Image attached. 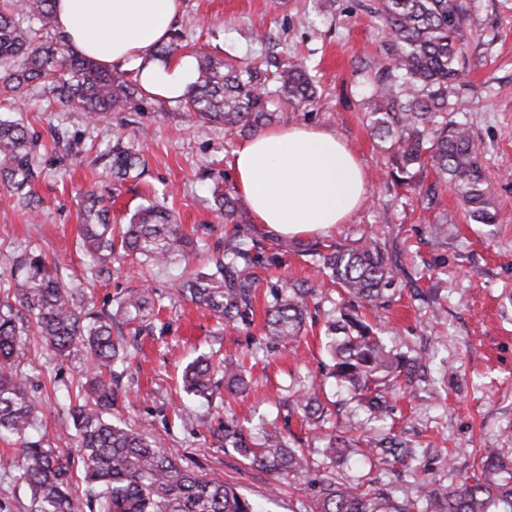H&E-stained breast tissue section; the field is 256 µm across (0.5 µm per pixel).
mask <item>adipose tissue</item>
Returning a JSON list of instances; mask_svg holds the SVG:
<instances>
[{
  "label": "adipose tissue",
  "mask_w": 512,
  "mask_h": 512,
  "mask_svg": "<svg viewBox=\"0 0 512 512\" xmlns=\"http://www.w3.org/2000/svg\"><path fill=\"white\" fill-rule=\"evenodd\" d=\"M183 0H55L64 43L101 68L137 74L143 92L171 104L198 77L183 52L155 56L182 14ZM236 190L254 223L279 236L321 237L346 223L367 194L366 169L336 133L304 125L272 128L241 140L232 152Z\"/></svg>",
  "instance_id": "ef3b65f1"
}]
</instances>
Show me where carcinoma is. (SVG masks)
Instances as JSON below:
<instances>
[{
    "label": "carcinoma",
    "instance_id": "obj_1",
    "mask_svg": "<svg viewBox=\"0 0 512 512\" xmlns=\"http://www.w3.org/2000/svg\"><path fill=\"white\" fill-rule=\"evenodd\" d=\"M53 0H0V99L13 109L27 92L42 87L75 112L93 118L102 112H127L138 104L137 78L126 70H104L65 47L55 31ZM388 38L386 62L363 106L371 127L393 152L390 175L407 181L430 167L434 179L422 188V204L431 210L450 189L475 224H496L493 192L480 163V148L464 123L447 119L462 109L461 88L467 67L465 0H375L369 7ZM198 78L185 107L210 123L221 122L246 136L272 123V96L292 109L315 99L305 62L283 63L275 56L256 67L238 68L196 53ZM50 136L67 156L84 151L82 140L60 126ZM29 129L0 115V186L32 211L40 208L32 184L54 159H40ZM114 185L142 176L146 161L121 137L103 156ZM217 211L232 235L215 246L203 270H186L173 293L231 325L246 319L258 282L257 269L278 264L265 254L248 212L229 191L214 190ZM79 249L87 278L77 282L51 268L40 253L25 252L14 261L7 286L0 288V436L19 445L20 479L30 492V512H81L82 500L71 484L74 463L83 470L82 495L90 512H263L252 500L222 482L204 480L181 467L175 454L121 421L110 418L112 405L127 393L126 345L135 346L152 329L155 303L147 288H129L108 304L90 307L88 286L111 277L116 255L163 265L195 250L194 235L157 203L137 208L121 230L110 220L105 199L82 195ZM316 257L319 271L346 293V302L325 324L329 377L378 422L390 414L385 389L401 375L413 378L415 365L394 353L367 322L363 309L385 310L395 294L392 265L385 252L363 233L350 246L303 245ZM315 289L282 280L271 288L265 335L272 341L297 340ZM35 334L56 355L68 357L81 346L92 358L76 400L67 413L78 441V457L34 435L40 404L30 389L21 358L27 337ZM215 366L201 354L182 373L183 393L211 400L223 388L238 396L249 391L243 364L224 361V382L213 380ZM296 412L314 427L328 410L312 386L294 402ZM249 464L277 479L317 489L313 512H415L416 503L388 491L348 481L336 474L338 463L367 457L381 441L333 432L317 449L328 466L295 447L273 425L253 436L234 420L214 434ZM421 512H512V457L486 448L473 474L448 486L433 481L421 488Z\"/></svg>",
    "mask_w": 512,
    "mask_h": 512
}]
</instances>
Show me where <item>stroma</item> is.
Instances as JSON below:
<instances>
[{
    "mask_svg": "<svg viewBox=\"0 0 512 512\" xmlns=\"http://www.w3.org/2000/svg\"><path fill=\"white\" fill-rule=\"evenodd\" d=\"M183 3L172 37L189 51L244 64L260 63L271 54L283 62L306 61L316 101L299 112L283 108V124L335 132L366 168L365 202L325 241L348 245L365 232L386 247L398 291L388 310H370L366 317L388 344L421 357L429 376L391 394L393 410L383 425L385 433L415 449L412 467L396 466L391 457L376 453L371 466L349 462L347 477L369 473L390 483L395 495L414 499L418 474L455 483L472 472L473 451L500 448L512 454V0H474L464 106L452 115L468 124L481 148L480 162L500 216L494 225L470 223L451 192L438 209L424 210L416 183L389 178L393 151L374 136L361 106L369 80L386 58L387 38L368 11L373 0ZM140 104L138 112H106L91 120L47 98L42 89L30 91L16 118L40 132V157L54 155L47 130L57 124L81 137L86 150L47 168L34 184L39 212L0 189V278L9 277L14 257L25 251L42 253L49 266L70 276L84 275L77 247L79 192L105 197L116 225L140 205L165 206L182 229L203 243V250L167 267L125 260L120 273L91 290L99 306L129 288L147 287L165 297L152 334L140 336L129 353L124 380L130 394L119 397L111 416L161 438L182 466L232 485L248 498L262 501L276 491L270 512H310L309 486L276 481L224 450L210 431L227 418L247 428L273 419L298 446L317 447L313 430L292 414L289 403L315 382L330 399L341 400L322 372V339L328 316L344 293L328 279L315 277L312 254L296 250L263 271L249 324H218L207 310L172 296L171 281L185 268L203 267L208 247L224 237L213 190L234 189L231 152L240 136L223 124L204 123L178 103L144 96ZM117 135L147 160L139 180L119 187L100 160ZM438 220L447 223L445 235L431 231ZM281 278L313 280L318 295L300 340L262 351L258 345L264 339L268 288ZM203 352L245 358L252 367L250 389L225 402H189L184 418L176 419L182 371ZM88 365L85 352L63 359L38 337L27 339L24 370L42 401L37 429L64 452L75 449L67 393ZM459 445L464 448L460 455L454 452ZM17 458L13 439L0 438V512H27L30 506Z\"/></svg>",
    "mask_w": 512,
    "mask_h": 512,
    "instance_id": "stroma-1",
    "label": "stroma"
}]
</instances>
